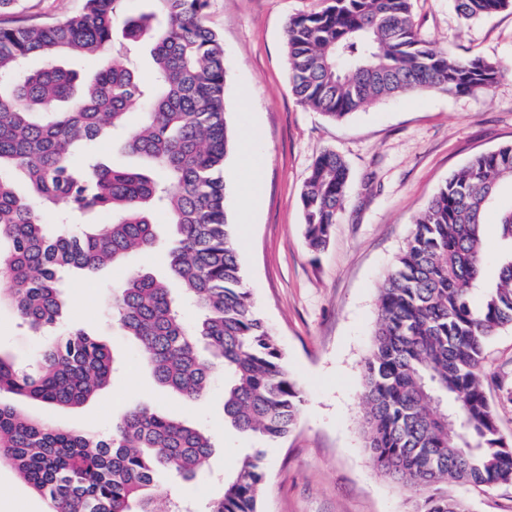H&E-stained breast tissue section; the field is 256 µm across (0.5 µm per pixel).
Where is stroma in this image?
<instances>
[{"label": "stroma", "mask_w": 512, "mask_h": 512, "mask_svg": "<svg viewBox=\"0 0 512 512\" xmlns=\"http://www.w3.org/2000/svg\"><path fill=\"white\" fill-rule=\"evenodd\" d=\"M319 5L320 0H208L205 11L206 25L223 38L228 68L234 142L224 167L228 221L238 241L244 286L305 396L295 430L268 445L225 425L223 377L196 401L154 381L138 345L114 324L111 300L127 271L166 275L159 251H137L123 266L61 279L66 326L100 337L118 362L111 387L78 407L22 404L34 418L74 429L109 431L134 405L209 428L215 446L204 464L206 478L192 483L159 478L171 495L195 508L215 497L243 456L262 447L266 478L260 512H416L420 498L381 474L364 443L362 376L378 313L377 286L414 215L448 175L474 154L512 142V12L466 22L451 0H416V22L433 47L500 62L508 73L487 90L391 97L333 122L297 101L288 76L285 22ZM82 6L83 0H17L11 19L45 22L77 14ZM247 147L261 160L263 182L261 204L250 212L237 198L247 176L237 155ZM324 148L344 157L350 182L330 241L315 252L305 240L300 192ZM46 340L23 326L11 307H0V352L24 363ZM486 370L501 432L512 443V406L498 403L500 382H512L511 329L491 340ZM0 512H46V504L13 469L0 466Z\"/></svg>", "instance_id": "obj_1"}]
</instances>
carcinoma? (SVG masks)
I'll use <instances>...</instances> for the list:
<instances>
[{
    "instance_id": "carcinoma-1",
    "label": "carcinoma",
    "mask_w": 512,
    "mask_h": 512,
    "mask_svg": "<svg viewBox=\"0 0 512 512\" xmlns=\"http://www.w3.org/2000/svg\"><path fill=\"white\" fill-rule=\"evenodd\" d=\"M123 0H85L84 11L42 23H0V295L34 333L61 325L63 270L119 266L133 251L160 246L156 216L168 215L163 245L170 280L129 273L112 295V315L140 346L155 382L186 399L209 393L224 373V422L266 441L297 426L305 402L283 354L243 287L225 210L224 163L231 149L224 44L204 21L207 0H154L156 14L124 19ZM464 21L512 10V0H452ZM415 0H322L285 26L289 78L297 100L341 121L388 97L424 90L448 94L492 87L502 66L433 48L414 19ZM151 43L152 80L128 54ZM40 55L37 70L25 61ZM63 56L93 57L91 72L66 69ZM143 106L128 125L133 103ZM143 161L110 167L92 152L105 132ZM84 164H72L75 153ZM30 195L19 194L15 176ZM350 181L344 158L321 150L301 195L305 238L324 249L343 211ZM512 143L472 157L450 174L414 216L404 247L378 287V317L363 366L365 447L384 475L422 494L421 512H471L440 487L481 491L512 485V448L504 447L487 398L485 348L512 329ZM60 210L51 228L38 208ZM498 208L501 249L494 280H483L484 216ZM91 211L109 224L74 227ZM197 309L191 325L181 302ZM114 373L107 345L69 328L42 346L29 368L0 353V395L47 406L92 399ZM214 448L212 434L146 406L129 409L102 436L35 420L0 399V464H7L47 512H157L164 468L196 480ZM265 452L256 448L224 479L208 512H260Z\"/></svg>"
}]
</instances>
